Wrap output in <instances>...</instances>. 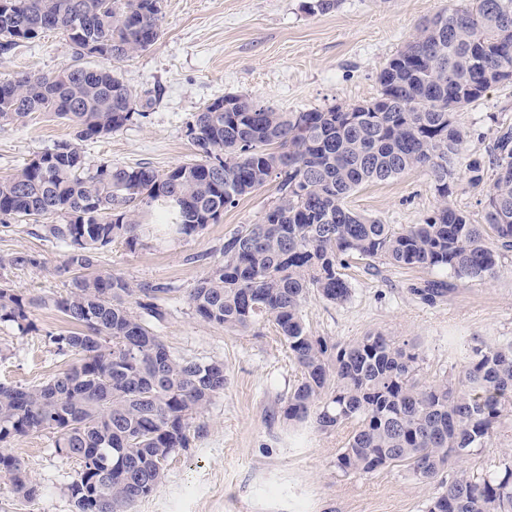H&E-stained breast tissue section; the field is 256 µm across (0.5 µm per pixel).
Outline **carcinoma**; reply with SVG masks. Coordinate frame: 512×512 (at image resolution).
Listing matches in <instances>:
<instances>
[{
    "mask_svg": "<svg viewBox=\"0 0 512 512\" xmlns=\"http://www.w3.org/2000/svg\"><path fill=\"white\" fill-rule=\"evenodd\" d=\"M161 0H0V53L41 33H65L80 53L119 63L161 34ZM512 80V0H463L427 20L380 72V94L353 106L276 112L229 95L234 111L210 103L186 122L194 158L164 174L149 166L86 164L80 145L133 121L137 101L109 69L70 66L47 76L0 82V124L36 112L67 121L72 139L35 155L0 179V218L38 220L64 248L58 274L66 293L27 296L0 280V322L22 333L34 309L52 304L80 332L51 337L77 362L31 386L0 384V475L23 499L38 488L3 448L49 430L58 452L80 463L69 486L76 512H128L161 483L163 464L190 447L195 419L224 393V363L187 358L154 331L169 308L159 294L98 267L117 239L140 244L141 218L174 239L202 232L224 210L279 179V197L259 224L224 238V259L187 295L202 322L245 333L267 320L300 377L279 398L288 424L351 436L336 457L345 474L404 467L438 482L425 512H512V454L492 470L468 473L462 459L493 446L512 419V341L475 347L457 372L427 380L415 345L370 333L345 344L314 336L303 318L311 296L336 304L352 293L341 269L443 270L463 282L496 276L512 253V127L498 131L488 162L468 163V184L488 191L485 223L449 203L464 133L452 111ZM412 168L434 181L438 205L421 224L396 227L351 211L346 198L364 182ZM32 253L0 258V269L41 266Z\"/></svg>",
    "mask_w": 512,
    "mask_h": 512,
    "instance_id": "1",
    "label": "carcinoma"
}]
</instances>
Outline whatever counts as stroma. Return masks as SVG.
<instances>
[{
  "label": "stroma",
  "instance_id": "obj_1",
  "mask_svg": "<svg viewBox=\"0 0 512 512\" xmlns=\"http://www.w3.org/2000/svg\"><path fill=\"white\" fill-rule=\"evenodd\" d=\"M310 0H162V32L147 51L113 63L78 55L63 33L24 40L0 55V82L24 75H51L74 64L114 69L138 100L139 117L111 135L83 143L88 165H145L164 173L194 156L185 135L191 115L215 99L243 94L279 112L327 109L378 97V75L415 34L426 17L456 0H338L327 12L310 11ZM454 121L465 132L449 201L472 223L484 221L485 178L473 188L466 166L488 158L500 127L512 125V83L492 87L462 105ZM69 126L43 114L0 125V178L54 143L69 139ZM279 196L270 180L225 209L220 221L178 240L143 237L129 249L118 240L99 257L101 268L124 275L132 285L174 289L171 315L156 332L176 353L222 361L223 395L194 423L190 448L170 454L162 482L132 512H423L433 491L405 469L346 475L336 457L349 428L321 431L288 424L278 398L299 372L272 323L240 334L196 318L186 295L214 263L224 239L244 224H257ZM438 204L434 181L412 169L384 181L364 183L346 200L353 212L383 223H422ZM40 255V268L0 271L14 288L33 296L63 294L57 268L62 250L32 220L0 223V257L14 252ZM343 274L352 296L342 305L310 297L304 320L314 335L347 343L380 332L416 344L422 375L450 369L463 353L484 342L512 339V255L486 283L454 282L443 297L427 302L418 293L438 271L381 264L369 271L354 260ZM35 330L20 333L0 323V383L33 385L71 367L76 357L60 353L50 337L74 331L54 306L34 312ZM11 452L25 465L39 494L18 498L0 479V512H75L68 487L80 465L59 454L50 431L13 439Z\"/></svg>",
  "mask_w": 512,
  "mask_h": 512
}]
</instances>
